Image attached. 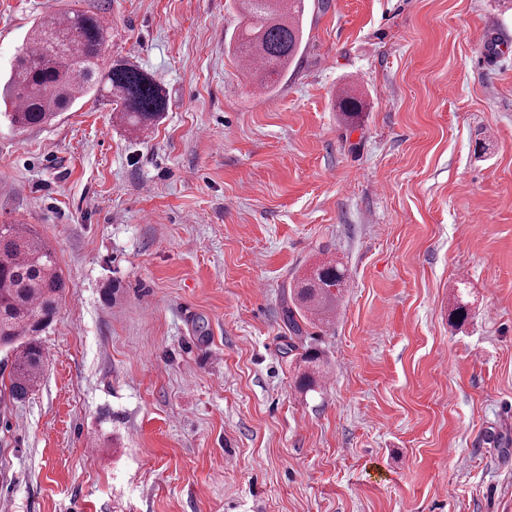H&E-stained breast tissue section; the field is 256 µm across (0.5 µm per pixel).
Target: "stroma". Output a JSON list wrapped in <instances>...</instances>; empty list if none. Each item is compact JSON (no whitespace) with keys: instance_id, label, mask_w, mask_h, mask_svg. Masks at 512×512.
I'll return each instance as SVG.
<instances>
[{"instance_id":"35a3bbf8","label":"stroma","mask_w":512,"mask_h":512,"mask_svg":"<svg viewBox=\"0 0 512 512\" xmlns=\"http://www.w3.org/2000/svg\"><path fill=\"white\" fill-rule=\"evenodd\" d=\"M73 9L165 108L0 114V224L65 284L26 398L0 349V512H512V0H308L272 94L233 0H0V81ZM326 259L337 315L291 338ZM346 275L337 263L324 261L312 273L291 286L290 299L293 307L285 310L288 329L295 335L302 332L297 316L303 320L329 323L344 286ZM304 369L297 378V389L300 393L307 394L315 391L318 386V379L323 366L321 357L316 352H308L302 357Z\"/></svg>"}]
</instances>
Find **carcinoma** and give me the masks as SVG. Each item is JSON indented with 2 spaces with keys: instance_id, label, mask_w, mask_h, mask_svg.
Wrapping results in <instances>:
<instances>
[{
  "instance_id": "cac0c4a2",
  "label": "carcinoma",
  "mask_w": 512,
  "mask_h": 512,
  "mask_svg": "<svg viewBox=\"0 0 512 512\" xmlns=\"http://www.w3.org/2000/svg\"><path fill=\"white\" fill-rule=\"evenodd\" d=\"M244 24L231 38L234 55L255 60L250 78L264 93L275 92L303 42L306 0H238ZM111 26L97 14L73 10L59 20L40 21L31 31L3 86L11 124L34 127L86 95L106 94L122 105V118L145 127L164 109L155 80L121 61L109 62ZM346 275L324 261L291 286L292 306L285 310L288 329L299 335V320L330 322ZM64 282L48 244L24 224L0 225V347L13 352L8 392L26 397L40 383L45 355L36 336L53 320ZM297 389L318 386L322 360L302 357Z\"/></svg>"
}]
</instances>
